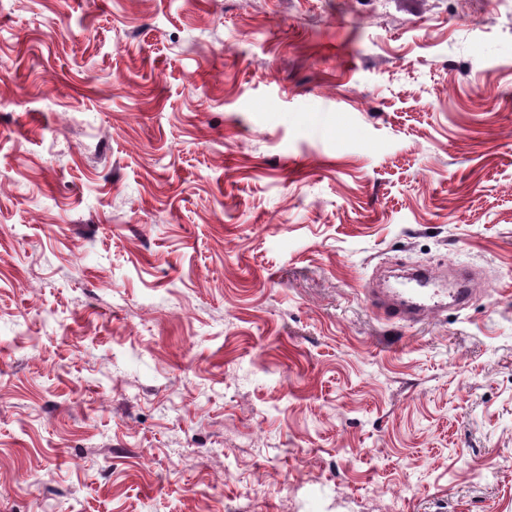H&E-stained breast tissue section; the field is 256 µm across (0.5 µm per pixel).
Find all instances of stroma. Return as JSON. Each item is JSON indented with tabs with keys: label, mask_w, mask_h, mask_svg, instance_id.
Wrapping results in <instances>:
<instances>
[{
	"label": "stroma",
	"mask_w": 512,
	"mask_h": 512,
	"mask_svg": "<svg viewBox=\"0 0 512 512\" xmlns=\"http://www.w3.org/2000/svg\"><path fill=\"white\" fill-rule=\"evenodd\" d=\"M0 512H512V0H0ZM365 292L373 307L393 319H419L423 317L428 310L441 308L443 305L441 296L444 295V291L439 288H426L422 290L411 289L407 297L402 299L399 303L387 302L371 288H366Z\"/></svg>",
	"instance_id": "obj_1"
}]
</instances>
